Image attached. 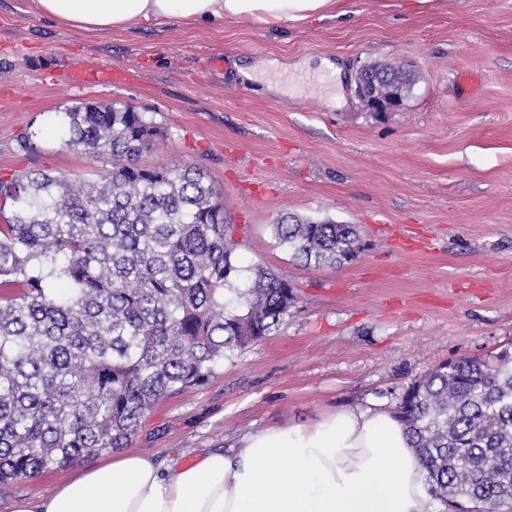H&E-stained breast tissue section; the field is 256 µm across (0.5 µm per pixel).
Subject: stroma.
Returning a JSON list of instances; mask_svg holds the SVG:
<instances>
[{"label": "stroma", "instance_id": "35a3bbf8", "mask_svg": "<svg viewBox=\"0 0 512 512\" xmlns=\"http://www.w3.org/2000/svg\"><path fill=\"white\" fill-rule=\"evenodd\" d=\"M342 2V16L285 29L246 18L87 34L33 0H0V177L97 179L111 156L67 148L54 120L79 102L132 104L162 131L141 164L202 166L240 265L271 269L295 294L270 336L146 417L129 450L160 468L241 449L249 433L395 406L435 365L512 347V0H432L409 14ZM221 55L229 68L210 67ZM324 59L344 73L333 96L310 74ZM372 64L412 77L397 108L356 96ZM290 214L356 225L362 253L304 266L274 234ZM103 460L0 484V512Z\"/></svg>", "mask_w": 512, "mask_h": 512}]
</instances>
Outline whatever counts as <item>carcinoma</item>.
<instances>
[{
    "mask_svg": "<svg viewBox=\"0 0 512 512\" xmlns=\"http://www.w3.org/2000/svg\"><path fill=\"white\" fill-rule=\"evenodd\" d=\"M389 94L404 71L371 68ZM62 143L109 154L96 180L0 178V483L126 448L168 394L205 383L288 317L292 287L240 266L224 196L195 164H138L161 131L128 103L59 113ZM279 243L307 265L362 251L353 224L286 216ZM450 509L512 503V350L437 365L395 407Z\"/></svg>",
    "mask_w": 512,
    "mask_h": 512,
    "instance_id": "cac0c4a2",
    "label": "carcinoma"
}]
</instances>
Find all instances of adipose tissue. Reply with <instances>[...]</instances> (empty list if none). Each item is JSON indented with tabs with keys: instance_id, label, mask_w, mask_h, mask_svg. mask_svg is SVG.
Returning <instances> with one entry per match:
<instances>
[{
	"instance_id": "adipose-tissue-1",
	"label": "adipose tissue",
	"mask_w": 512,
	"mask_h": 512,
	"mask_svg": "<svg viewBox=\"0 0 512 512\" xmlns=\"http://www.w3.org/2000/svg\"><path fill=\"white\" fill-rule=\"evenodd\" d=\"M37 11L85 33L169 20L256 17L283 28L337 16L340 0H34ZM426 471L394 411L343 410L313 425L249 435L232 454L210 452L159 471L138 454L85 470L14 512H429Z\"/></svg>"
}]
</instances>
